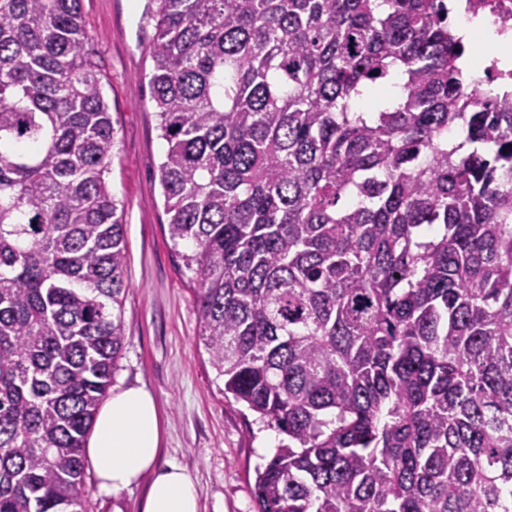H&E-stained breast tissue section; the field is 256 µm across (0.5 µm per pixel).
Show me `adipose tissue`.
<instances>
[{"label":"adipose tissue","mask_w":512,"mask_h":512,"mask_svg":"<svg viewBox=\"0 0 512 512\" xmlns=\"http://www.w3.org/2000/svg\"><path fill=\"white\" fill-rule=\"evenodd\" d=\"M161 427L152 394L113 390L100 405L84 453L100 490L114 493L149 478L142 512H198L194 480L184 468L158 466Z\"/></svg>","instance_id":"obj_1"}]
</instances>
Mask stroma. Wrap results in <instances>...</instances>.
<instances>
[{
  "label": "stroma",
  "mask_w": 512,
  "mask_h": 512,
  "mask_svg": "<svg viewBox=\"0 0 512 512\" xmlns=\"http://www.w3.org/2000/svg\"><path fill=\"white\" fill-rule=\"evenodd\" d=\"M156 10L155 0H81L88 52L116 131L109 180L124 207L128 253L126 337L113 384L153 393L162 428L159 461L192 474L200 512H257L256 471L284 436L225 398L199 342L196 285L171 246L159 184L167 144L149 82ZM85 490L86 512H140L148 484L107 494L89 472Z\"/></svg>",
  "instance_id": "35a3bbf8"
}]
</instances>
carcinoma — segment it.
Masks as SVG:
<instances>
[{
    "label": "carcinoma",
    "mask_w": 512,
    "mask_h": 512,
    "mask_svg": "<svg viewBox=\"0 0 512 512\" xmlns=\"http://www.w3.org/2000/svg\"><path fill=\"white\" fill-rule=\"evenodd\" d=\"M80 2L0 0V512H84L125 339ZM157 2L169 239L224 394L287 437L258 512H512V96L466 94L446 0Z\"/></svg>",
    "instance_id": "1"
}]
</instances>
